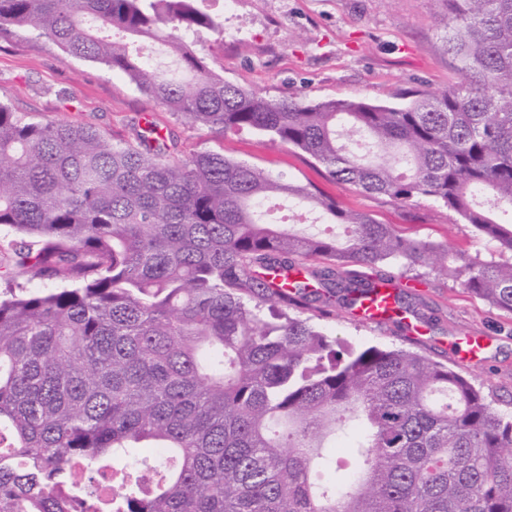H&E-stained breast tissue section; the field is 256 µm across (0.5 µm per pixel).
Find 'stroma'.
<instances>
[{
	"mask_svg": "<svg viewBox=\"0 0 512 512\" xmlns=\"http://www.w3.org/2000/svg\"><path fill=\"white\" fill-rule=\"evenodd\" d=\"M204 7L224 20L223 40L206 47L210 68L269 99L395 103L400 93L440 91L461 78L448 51L444 0H235L229 13L224 0H206ZM0 101L19 112L92 126L115 141L149 122L165 136L171 156L219 152L314 186L344 208L395 225L404 236L471 255L486 257L494 250L493 243L474 238L456 213L432 200L403 207L333 181L323 165L268 136L247 130L217 135L188 126L120 73L65 58L45 38L0 39ZM417 291L436 318L421 338V351L502 398V412L512 411L505 403L512 397V318L445 276L427 275ZM323 327L358 345L412 344L397 326L362 323L346 311Z\"/></svg>",
	"mask_w": 512,
	"mask_h": 512,
	"instance_id": "1",
	"label": "stroma"
}]
</instances>
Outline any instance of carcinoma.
I'll return each mask as SVG.
<instances>
[{"instance_id":"cac0c4a2","label":"carcinoma","mask_w":512,"mask_h":512,"mask_svg":"<svg viewBox=\"0 0 512 512\" xmlns=\"http://www.w3.org/2000/svg\"><path fill=\"white\" fill-rule=\"evenodd\" d=\"M203 2L0 0V38H48L188 126L267 135L363 193L430 198L497 251L405 237L221 153L175 159L143 129L114 141L0 102V512H512V414L424 353L338 350L307 316L356 314L429 268L512 317V0H445L461 79L395 105L224 80ZM488 188L507 219L475 203ZM281 198L342 237L269 222ZM383 265L398 274L358 271ZM417 300L396 291L382 322ZM342 422L356 465L323 485ZM93 467L112 470V497L83 482Z\"/></svg>"}]
</instances>
